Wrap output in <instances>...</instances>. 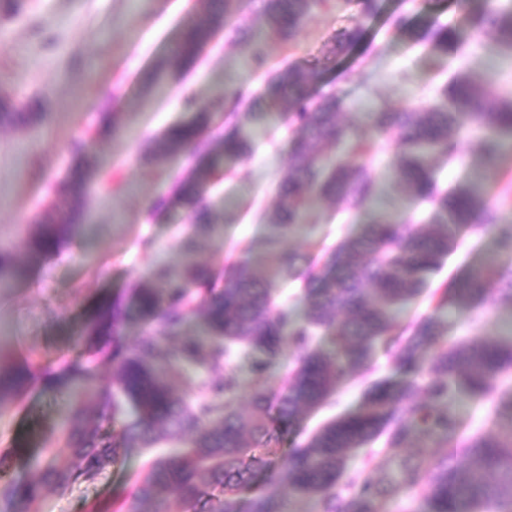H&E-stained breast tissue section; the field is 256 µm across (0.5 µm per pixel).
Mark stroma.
<instances>
[{"instance_id": "stroma-1", "label": "stroma", "mask_w": 512, "mask_h": 512, "mask_svg": "<svg viewBox=\"0 0 512 512\" xmlns=\"http://www.w3.org/2000/svg\"><path fill=\"white\" fill-rule=\"evenodd\" d=\"M494 2L383 0L382 13L366 21L362 41L335 57L327 49L337 30L355 23L357 11L352 0H332L329 9L308 19L294 40L266 41L269 66L291 62L306 67L320 61L322 81L313 97H340L351 140H371V150L356 159L378 180V211L408 222L420 216L417 203L393 179L394 144L375 134L369 112L386 107L425 110L439 103V89L448 79L427 50L393 28V16L405 13L419 21L453 24L465 43L477 44L466 62L474 74L490 79V98L512 97V65L500 57L490 33L472 25L474 15ZM196 8L197 0H22L20 16L0 17V96L20 109L39 98L48 112L44 124L33 130L0 126V246L25 269L23 277L0 288V368L31 376L20 395L0 404V456L7 457L17 478L35 476L31 454L62 445L71 394L48 383V375L82 363L96 379L112 377L111 361L89 356L82 341L87 310L144 279L159 260L180 261L176 236L184 213L172 209L152 216L147 207L169 192L184 161L178 158L157 169L148 160L151 137L188 120L183 102L189 95L218 119L250 107H272L271 102L251 99L262 78L246 65V48H228L221 35L207 44L194 68L171 77L163 92H144L145 74L169 56ZM228 77L247 88L248 99H224ZM106 116L113 118L116 132L92 150L98 176L84 205L87 231L70 236L49 254L28 253L24 241L35 217L53 201L54 187L72 159L73 143L90 139ZM287 140V123L274 121L247 158L225 161L234 176L211 190L216 199L232 202L222 212L224 236L201 240L195 260L219 267L225 257L241 256L249 242L264 237V216L274 209L278 184L288 173ZM479 142L473 136L463 143L462 162L437 164L442 186L468 181L493 195L512 189V135L502 138L497 158L488 163L476 156ZM499 216L498 224L482 232L462 230L460 248L435 283L491 254L504 264L512 260L500 248L512 233V206L502 207ZM366 220L343 204L318 199L311 207L309 228L289 237L287 245L308 254L356 232ZM144 236L152 239L153 250L141 249ZM477 328L488 336L511 334L512 314L492 294L477 313H454L452 335L468 336ZM143 461L140 449H127L123 462L96 483L74 485L63 495L47 493L38 512H115Z\"/></svg>"}]
</instances>
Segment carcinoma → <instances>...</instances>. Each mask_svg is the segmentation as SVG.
<instances>
[{
	"instance_id": "obj_1",
	"label": "carcinoma",
	"mask_w": 512,
	"mask_h": 512,
	"mask_svg": "<svg viewBox=\"0 0 512 512\" xmlns=\"http://www.w3.org/2000/svg\"><path fill=\"white\" fill-rule=\"evenodd\" d=\"M202 2L171 55L147 74L145 91L158 90L174 70L194 64L219 32L233 46H251L255 71L267 68L261 35L234 19L238 0ZM352 2L363 19L381 10L380 0ZM263 5L267 33L291 40L324 0ZM393 25L407 28L406 18L395 17ZM474 25L512 50V0L477 15ZM409 34L438 58L459 61L441 89L444 105L370 116L373 130L394 142L397 185L429 207L425 222L408 224L380 213L321 254L282 247L284 238L305 226L313 199H334L358 215L370 209L376 191L364 166L332 162L317 150L322 143L338 149L348 141L339 120L342 101L332 95L313 102L310 90L321 82V71L289 65L262 91L290 108V164L279 185L278 210L258 251L249 247L245 257L227 258L214 270L193 256L198 239L215 237L222 228L211 180L224 161L249 154L270 113L234 112L215 133L212 114L199 111L192 121L167 128L152 141L154 162L186 155L188 164L149 212L184 211L183 263H157L144 280L89 310L86 335L99 352L112 348V379L94 384L83 369L73 370L65 447L43 449L35 460L38 481L13 478L0 457L7 512H37L43 487L64 494L76 483L93 484L125 449L160 445L171 450L149 459L132 478L119 512H297L306 499L315 501L317 512H378L381 501L413 490L421 492L423 512H512V387L498 385L512 371V334L451 336L450 323L435 313L399 320L427 293L431 274L457 249L462 229L497 223L498 207L481 191L465 183L441 188L432 161L461 160L462 143L476 127L484 133L481 158L497 154L498 136L512 133V98L488 101V84L467 69L466 46L454 26L432 21ZM362 35L356 24L340 30L329 53H343ZM26 108L18 112L1 102L0 125L32 129L45 121L40 100ZM85 148L75 145L78 160L57 186L65 207H52L34 221L36 230L25 240L30 251L48 252L84 226L92 183L79 159ZM289 280L300 284L293 305L278 301L280 284ZM492 290L512 317V267L500 268L493 258L454 276L432 297L440 306L473 311ZM195 315L202 316V326L190 335L186 325ZM131 322L139 324L140 336L128 347L121 331ZM287 350L292 366L274 385L270 369ZM380 354L392 372L376 376ZM238 359L250 374L246 413ZM179 372L187 374L190 390L173 388ZM358 377L365 386L356 409L279 452L303 415L331 403ZM25 384L20 373L0 375V403ZM86 396L98 402L94 425L86 422ZM461 398L487 408L492 430H467L452 408ZM379 441L383 447H373ZM359 451L364 466L351 470L348 459Z\"/></svg>"
}]
</instances>
